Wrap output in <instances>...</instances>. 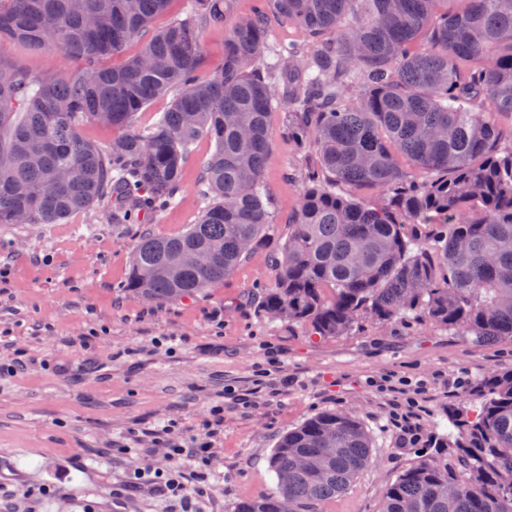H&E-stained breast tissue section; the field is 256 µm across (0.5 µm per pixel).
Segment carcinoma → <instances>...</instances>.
I'll return each mask as SVG.
<instances>
[{"mask_svg":"<svg viewBox=\"0 0 512 512\" xmlns=\"http://www.w3.org/2000/svg\"><path fill=\"white\" fill-rule=\"evenodd\" d=\"M171 2L0 0V224L19 212L31 224L95 207L114 224L163 213L207 137L198 223L140 235L120 292L193 298L277 233L276 284L259 302L271 321L316 339L365 319L425 320L478 345L512 338V0H259L210 74L196 28L224 21L230 0H192L149 33ZM276 24L303 39L270 41ZM138 38L136 55L103 64ZM19 48L81 67L45 76L10 55ZM170 91V108L139 130L137 114ZM276 101L288 140L314 155L285 171L300 200L282 231L264 181ZM84 119L118 136L93 146ZM176 252L209 261L171 269ZM371 448L355 415L318 414L274 449L277 490L236 512H319ZM380 512H512V371L448 412L434 454L400 469Z\"/></svg>","mask_w":512,"mask_h":512,"instance_id":"obj_1","label":"carcinoma"}]
</instances>
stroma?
<instances>
[{"mask_svg": "<svg viewBox=\"0 0 512 512\" xmlns=\"http://www.w3.org/2000/svg\"><path fill=\"white\" fill-rule=\"evenodd\" d=\"M254 0H231L220 26H203L209 69L224 61V29ZM273 149L264 178L275 222L296 208V185L283 177L299 156L283 112L270 117ZM214 149L200 139L186 169L180 204L142 224H110L81 211L58 224H1L0 369L16 355L27 367L0 376V484L15 512H177L176 499L133 487L136 470L162 468L149 435L173 420L183 438L201 432L214 407L224 420L213 441L209 495L195 512H235L240 499L272 492L268 458L289 430L345 409L372 440V464L323 512H380L383 492L407 463L426 454L454 403L433 390L420 419L422 439L402 446L370 377L442 372L486 376L512 370V340L475 344L431 323H362L344 336L312 340L303 328L269 322L257 296L275 279V243L233 276L194 299L162 306L122 295L118 286L141 230L183 232L205 207L196 191ZM92 348H84L85 338ZM292 377L274 397L244 406L257 369Z\"/></svg>", "mask_w": 512, "mask_h": 512, "instance_id": "stroma-1", "label": "stroma"}]
</instances>
